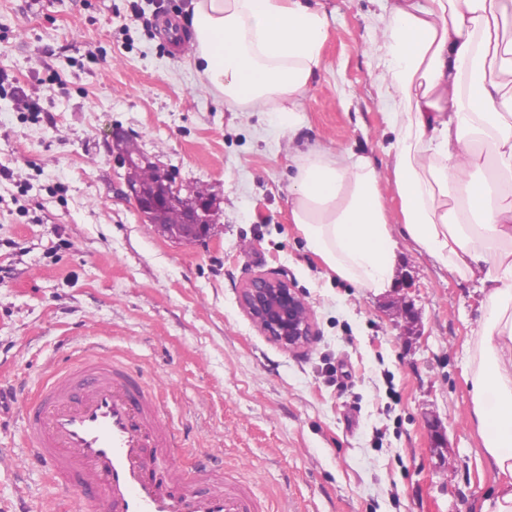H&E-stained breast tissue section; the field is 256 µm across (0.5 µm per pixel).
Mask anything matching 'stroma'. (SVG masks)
<instances>
[{"label": "stroma", "instance_id": "1", "mask_svg": "<svg viewBox=\"0 0 512 512\" xmlns=\"http://www.w3.org/2000/svg\"><path fill=\"white\" fill-rule=\"evenodd\" d=\"M320 2L330 27L300 143L388 173L367 50L380 0ZM189 3L0 0V512H61L14 393L97 346L160 394L185 468L213 460L201 485L250 489L266 512H480L496 479L464 373L480 294L407 241L384 294L329 273L292 221L277 117L228 111L188 47L171 48L161 20L182 24ZM116 127L210 195L205 241L141 220L112 157ZM258 275L303 292L307 348L283 350L241 307Z\"/></svg>", "mask_w": 512, "mask_h": 512}]
</instances>
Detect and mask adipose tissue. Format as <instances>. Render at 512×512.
Segmentation results:
<instances>
[{"label": "adipose tissue", "mask_w": 512, "mask_h": 512, "mask_svg": "<svg viewBox=\"0 0 512 512\" xmlns=\"http://www.w3.org/2000/svg\"><path fill=\"white\" fill-rule=\"evenodd\" d=\"M370 23L399 224L370 157L295 143L330 25L315 0H192L190 62L229 111L278 116L292 220L330 272L385 293L407 240L475 283L470 420L498 477L481 512H512V0H387Z\"/></svg>", "instance_id": "1"}]
</instances>
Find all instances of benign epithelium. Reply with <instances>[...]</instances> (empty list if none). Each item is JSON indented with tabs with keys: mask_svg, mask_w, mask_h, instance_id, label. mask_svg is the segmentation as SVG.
Listing matches in <instances>:
<instances>
[{
	"mask_svg": "<svg viewBox=\"0 0 512 512\" xmlns=\"http://www.w3.org/2000/svg\"><path fill=\"white\" fill-rule=\"evenodd\" d=\"M128 138L125 131L112 130L114 159L127 170H153L158 187L147 193L139 184L127 181L126 198L148 224L161 223L162 214L167 209H179L183 219L173 232L174 238L189 244L204 241L214 223L212 199L205 193L182 194V187L170 169L141 151H125ZM240 304L261 332L287 351L301 349L314 338L308 302L284 280L265 276L251 279L241 291Z\"/></svg>",
	"mask_w": 512,
	"mask_h": 512,
	"instance_id": "7a95c632",
	"label": "benign epithelium"
}]
</instances>
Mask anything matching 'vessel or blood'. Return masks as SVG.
<instances>
[{"label": "vessel or blood", "instance_id": "vessel-or-blood-1", "mask_svg": "<svg viewBox=\"0 0 512 512\" xmlns=\"http://www.w3.org/2000/svg\"><path fill=\"white\" fill-rule=\"evenodd\" d=\"M33 460L65 493L100 512H257L247 492L201 491L178 461L176 437L138 373L93 351L22 406Z\"/></svg>", "mask_w": 512, "mask_h": 512}]
</instances>
